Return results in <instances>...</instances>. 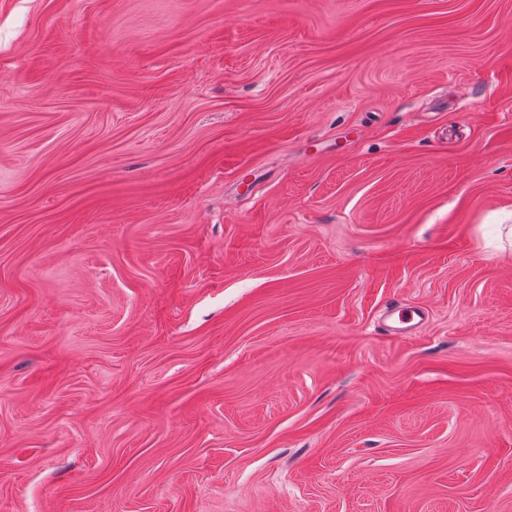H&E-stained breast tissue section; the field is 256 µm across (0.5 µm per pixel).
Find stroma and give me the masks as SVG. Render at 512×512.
Instances as JSON below:
<instances>
[{"label":"stroma","instance_id":"stroma-1","mask_svg":"<svg viewBox=\"0 0 512 512\" xmlns=\"http://www.w3.org/2000/svg\"><path fill=\"white\" fill-rule=\"evenodd\" d=\"M511 227L512 0H0V512H512ZM423 324V313L414 308L398 307L392 313V325L389 327L396 335H409L418 331Z\"/></svg>","mask_w":512,"mask_h":512}]
</instances>
